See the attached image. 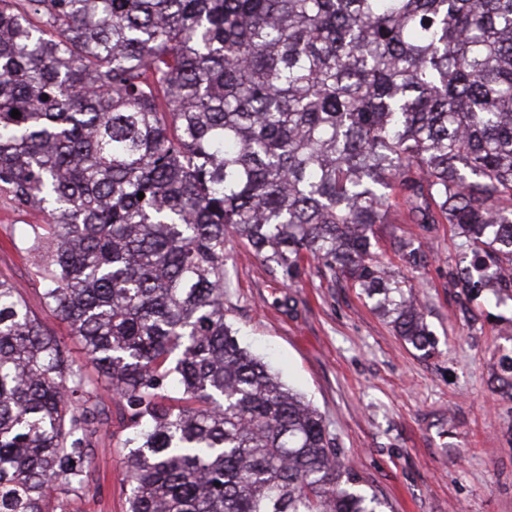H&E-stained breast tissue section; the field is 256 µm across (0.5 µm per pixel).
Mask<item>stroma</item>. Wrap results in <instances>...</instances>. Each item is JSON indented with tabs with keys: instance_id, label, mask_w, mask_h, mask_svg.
<instances>
[{
	"instance_id": "obj_1",
	"label": "stroma",
	"mask_w": 512,
	"mask_h": 512,
	"mask_svg": "<svg viewBox=\"0 0 512 512\" xmlns=\"http://www.w3.org/2000/svg\"><path fill=\"white\" fill-rule=\"evenodd\" d=\"M44 219L0 192V278L17 282L30 310L66 338L41 279L13 246L22 227ZM377 234L378 259L424 309L437 340L432 356L402 341L359 289L313 266L285 286L239 241L224 260L226 317L241 345L320 412L342 461L384 512H512V397L493 391L497 361L512 352V300L462 318L448 286L457 258L449 225L425 232L400 220ZM398 239L422 242L425 268L404 267ZM101 408L90 486L67 495L68 512H127L124 410L111 398Z\"/></svg>"
}]
</instances>
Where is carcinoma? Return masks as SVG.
Masks as SVG:
<instances>
[{
    "label": "carcinoma",
    "mask_w": 512,
    "mask_h": 512,
    "mask_svg": "<svg viewBox=\"0 0 512 512\" xmlns=\"http://www.w3.org/2000/svg\"><path fill=\"white\" fill-rule=\"evenodd\" d=\"M29 2L0 0V190L49 212L18 249L99 376L0 279V512L84 485L106 394L128 512H381L239 343L224 249L287 285L317 262L424 357V312L373 259L392 213L452 225L464 318L512 299V0Z\"/></svg>",
    "instance_id": "1"
}]
</instances>
